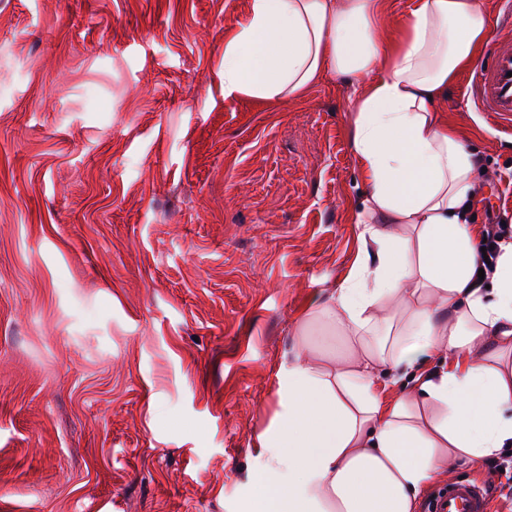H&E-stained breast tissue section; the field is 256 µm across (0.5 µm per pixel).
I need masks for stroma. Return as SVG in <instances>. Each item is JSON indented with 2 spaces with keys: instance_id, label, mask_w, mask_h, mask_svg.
<instances>
[{
  "instance_id": "35a3bbf8",
  "label": "stroma",
  "mask_w": 512,
  "mask_h": 512,
  "mask_svg": "<svg viewBox=\"0 0 512 512\" xmlns=\"http://www.w3.org/2000/svg\"><path fill=\"white\" fill-rule=\"evenodd\" d=\"M248 5L0 0V512H252L294 326L375 246L357 85L225 99ZM463 92L480 230L512 130Z\"/></svg>"
}]
</instances>
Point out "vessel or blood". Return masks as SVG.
I'll return each instance as SVG.
<instances>
[{
  "instance_id": "vessel-or-blood-1",
  "label": "vessel or blood",
  "mask_w": 512,
  "mask_h": 512,
  "mask_svg": "<svg viewBox=\"0 0 512 512\" xmlns=\"http://www.w3.org/2000/svg\"><path fill=\"white\" fill-rule=\"evenodd\" d=\"M478 111L489 113L497 123H512V39H496L488 58L472 72L466 86ZM488 489L463 478L444 487L432 512H488Z\"/></svg>"
}]
</instances>
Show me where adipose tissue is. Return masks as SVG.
Instances as JSON below:
<instances>
[{
	"label": "adipose tissue",
	"instance_id": "ef3b65f1",
	"mask_svg": "<svg viewBox=\"0 0 512 512\" xmlns=\"http://www.w3.org/2000/svg\"><path fill=\"white\" fill-rule=\"evenodd\" d=\"M382 3L249 0L224 41L228 99L277 105L328 73L360 85L358 224L376 246L296 324L256 436L265 512H416L429 485L512 447V241L493 295L473 287L479 168L437 107L491 25L479 0H414L391 42Z\"/></svg>",
	"mask_w": 512,
	"mask_h": 512
}]
</instances>
